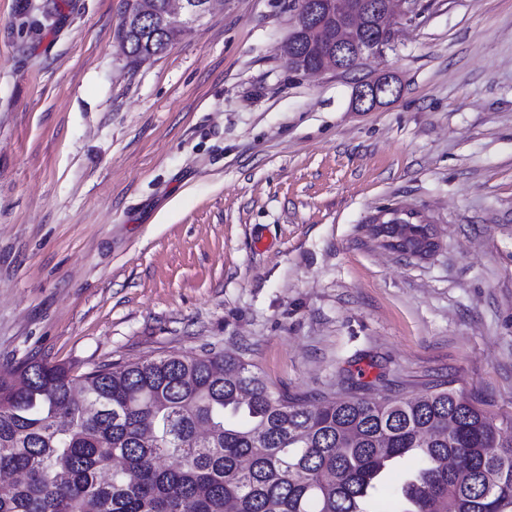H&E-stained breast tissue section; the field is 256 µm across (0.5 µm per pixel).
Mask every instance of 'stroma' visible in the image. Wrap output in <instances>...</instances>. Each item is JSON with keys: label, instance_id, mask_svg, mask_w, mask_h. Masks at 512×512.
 Wrapping results in <instances>:
<instances>
[{"label": "stroma", "instance_id": "obj_1", "mask_svg": "<svg viewBox=\"0 0 512 512\" xmlns=\"http://www.w3.org/2000/svg\"><path fill=\"white\" fill-rule=\"evenodd\" d=\"M44 4L0 0V370L229 351L512 416V0H416L320 75L281 50L294 0H216L135 68L125 0ZM380 72L398 98L353 111ZM393 207L430 253L379 246ZM428 224L408 210L389 208L370 226L372 236L385 249L405 256L426 253L433 248L434 237ZM389 227L402 229L401 234H390Z\"/></svg>", "mask_w": 512, "mask_h": 512}]
</instances>
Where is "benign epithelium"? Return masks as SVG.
Masks as SVG:
<instances>
[{"mask_svg":"<svg viewBox=\"0 0 512 512\" xmlns=\"http://www.w3.org/2000/svg\"><path fill=\"white\" fill-rule=\"evenodd\" d=\"M210 0H166L161 23L181 30L209 12ZM414 0H298L292 18L291 33L285 45L288 65L297 72L317 74L327 70L348 71L369 57L383 52L385 45L361 39L368 26L392 30L397 21L412 11ZM336 18L333 42L336 59L318 66L303 56L293 54L296 40L322 26V20ZM400 89L395 78L387 73L360 82L354 90L352 108L370 112L390 99ZM372 236L385 249L405 256L423 254L433 248L432 230L420 217L408 210L389 208L370 226Z\"/></svg>","mask_w":512,"mask_h":512,"instance_id":"benign-epithelium-1","label":"benign epithelium"}]
</instances>
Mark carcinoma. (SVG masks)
Returning a JSON list of instances; mask_svg holds the SVG:
<instances>
[{"label":"carcinoma","mask_w":512,"mask_h":512,"mask_svg":"<svg viewBox=\"0 0 512 512\" xmlns=\"http://www.w3.org/2000/svg\"><path fill=\"white\" fill-rule=\"evenodd\" d=\"M179 34L153 14L119 30L135 66ZM311 60L332 51L306 39ZM415 461L396 512H512V417L450 388L317 399L273 388L240 355L173 352L0 372V512H371Z\"/></svg>","instance_id":"1"}]
</instances>
